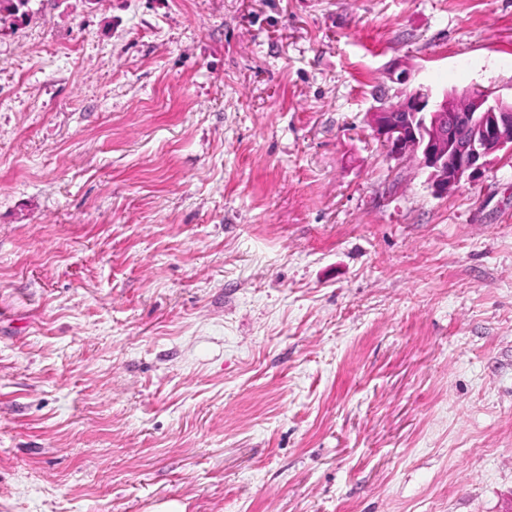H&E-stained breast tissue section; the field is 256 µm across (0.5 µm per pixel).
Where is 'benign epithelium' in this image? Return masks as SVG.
<instances>
[{"label": "benign epithelium", "mask_w": 512, "mask_h": 512, "mask_svg": "<svg viewBox=\"0 0 512 512\" xmlns=\"http://www.w3.org/2000/svg\"><path fill=\"white\" fill-rule=\"evenodd\" d=\"M370 124L389 155L418 159L438 195L477 176L494 153L512 150V101L484 91L458 98L421 85L371 113Z\"/></svg>", "instance_id": "obj_1"}]
</instances>
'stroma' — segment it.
<instances>
[{"label": "stroma", "instance_id": "1", "mask_svg": "<svg viewBox=\"0 0 512 512\" xmlns=\"http://www.w3.org/2000/svg\"><path fill=\"white\" fill-rule=\"evenodd\" d=\"M0 23V512H512V0H30ZM408 80L391 82V71ZM370 124L389 155L418 159L438 195L477 176L494 153L512 150V100L484 91L458 98L420 85L371 113Z\"/></svg>", "mask_w": 512, "mask_h": 512}]
</instances>
